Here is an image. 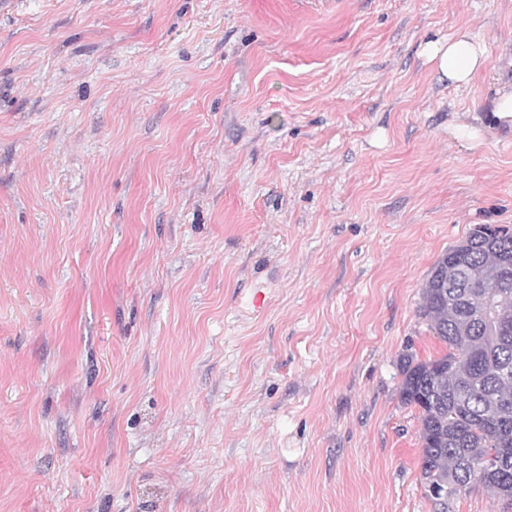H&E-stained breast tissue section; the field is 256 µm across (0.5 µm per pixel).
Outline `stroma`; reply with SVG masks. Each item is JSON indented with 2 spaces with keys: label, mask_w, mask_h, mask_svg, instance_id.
I'll use <instances>...</instances> for the list:
<instances>
[{
  "label": "stroma",
  "mask_w": 512,
  "mask_h": 512,
  "mask_svg": "<svg viewBox=\"0 0 512 512\" xmlns=\"http://www.w3.org/2000/svg\"><path fill=\"white\" fill-rule=\"evenodd\" d=\"M496 81L512 0H0V512H433L400 358L512 226ZM420 55L429 63H435L440 79L457 88L469 87L489 68V52L466 27L456 29L448 37L426 41ZM472 121L462 120L450 129V135L457 141L466 144L469 149H474L482 144L484 129L479 117L474 116Z\"/></svg>",
  "instance_id": "obj_1"
}]
</instances>
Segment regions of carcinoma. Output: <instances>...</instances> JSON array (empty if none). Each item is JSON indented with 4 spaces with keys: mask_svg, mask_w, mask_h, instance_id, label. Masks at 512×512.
<instances>
[{
    "mask_svg": "<svg viewBox=\"0 0 512 512\" xmlns=\"http://www.w3.org/2000/svg\"><path fill=\"white\" fill-rule=\"evenodd\" d=\"M460 267L453 283L432 273L418 313L448 347L440 357L401 358L402 403L421 421L425 497L439 509L482 484L512 509V228L478 224L435 267Z\"/></svg>",
    "mask_w": 512,
    "mask_h": 512,
    "instance_id": "carcinoma-1",
    "label": "carcinoma"
}]
</instances>
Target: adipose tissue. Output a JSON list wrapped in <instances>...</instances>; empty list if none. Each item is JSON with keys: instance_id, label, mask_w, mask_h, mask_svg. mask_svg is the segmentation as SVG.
Returning a JSON list of instances; mask_svg holds the SVG:
<instances>
[{"instance_id": "obj_1", "label": "adipose tissue", "mask_w": 512, "mask_h": 512, "mask_svg": "<svg viewBox=\"0 0 512 512\" xmlns=\"http://www.w3.org/2000/svg\"><path fill=\"white\" fill-rule=\"evenodd\" d=\"M420 54L427 62L435 64L441 78L458 88L471 86L489 68L486 44L466 27L423 43Z\"/></svg>"}]
</instances>
